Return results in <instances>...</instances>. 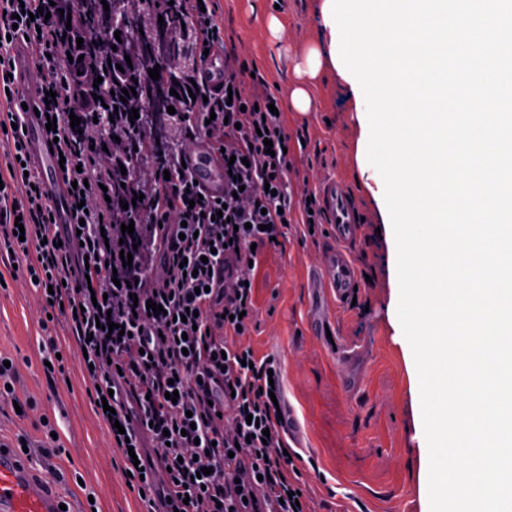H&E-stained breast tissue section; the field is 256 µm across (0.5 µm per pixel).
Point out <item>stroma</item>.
Wrapping results in <instances>:
<instances>
[{"mask_svg":"<svg viewBox=\"0 0 512 512\" xmlns=\"http://www.w3.org/2000/svg\"><path fill=\"white\" fill-rule=\"evenodd\" d=\"M232 61L246 65L276 95L291 138L302 139L293 165L310 185L337 175L358 200L366 243L358 254L365 282L355 303L332 312L329 331L365 353L363 388L348 397L339 387L343 365L336 344L309 324V271L327 244L303 225L288 232L283 249L266 252L257 273V327L249 343L257 359L275 360L283 393L305 424L297 466L314 512H430L429 451L422 426L419 379L412 349L397 317L396 245L378 195L379 173L361 146L362 125L351 84L330 67L297 76L310 48L328 42L320 0H217ZM308 95L307 111L290 101L294 87ZM0 353L18 363L19 398L35 400L26 415L0 409V441L27 438L33 470L51 478L70 512H146L111 448L106 427L87 394L78 345L64 322L42 330L34 287L0 263ZM54 337L68 357L65 374L48 377L44 345ZM56 420V461L42 457V417ZM58 477H50V466Z\"/></svg>","mask_w":512,"mask_h":512,"instance_id":"35a3bbf8","label":"stroma"}]
</instances>
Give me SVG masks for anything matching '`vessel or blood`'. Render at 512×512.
Returning <instances> with one entry per match:
<instances>
[{"mask_svg":"<svg viewBox=\"0 0 512 512\" xmlns=\"http://www.w3.org/2000/svg\"><path fill=\"white\" fill-rule=\"evenodd\" d=\"M19 102L27 106L23 141L32 169L39 174L50 196L56 223L70 221L67 188L56 170L55 155L35 110L39 84L33 77L34 62L26 44H18L14 57ZM200 189L207 195L224 194V168L218 154L206 141L195 142L186 158ZM316 193L327 220L331 244L313 274L314 297L310 310L312 331L327 321L326 300L343 304L361 283L356 250L365 235L362 212L338 177L321 181ZM60 499L42 481L36 480L26 459L0 449V512H61Z\"/></svg>","mask_w":512,"mask_h":512,"instance_id":"1","label":"vessel or blood"}]
</instances>
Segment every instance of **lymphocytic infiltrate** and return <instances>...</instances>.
<instances>
[{
	"label": "lymphocytic infiltrate",
	"mask_w": 512,
	"mask_h": 512,
	"mask_svg": "<svg viewBox=\"0 0 512 512\" xmlns=\"http://www.w3.org/2000/svg\"><path fill=\"white\" fill-rule=\"evenodd\" d=\"M197 50L224 45L217 0H181ZM64 0H0V254L24 266L39 288L40 313L64 320L86 356L79 364L130 483L147 512H311L269 381L273 361L243 345L254 321L253 281L269 248L281 247L293 218L290 139L276 96L248 89L225 67L213 87L192 71L180 119V147L158 167L122 174L127 140L102 133L89 112H70L81 86L68 82L58 25ZM27 41L41 92H54L55 151L65 158L71 221L55 223L40 176L26 172L19 130L25 120L11 88L15 42ZM232 160L224 198L199 196L182 161L192 143ZM142 201H134V194ZM133 224V234L121 228ZM23 235H16V228ZM132 262H122L121 253ZM164 312L150 314L148 302ZM120 325L107 337L103 321ZM178 400H169L170 392ZM166 475L156 485L154 472Z\"/></svg>",
	"instance_id": "obj_1"
}]
</instances>
